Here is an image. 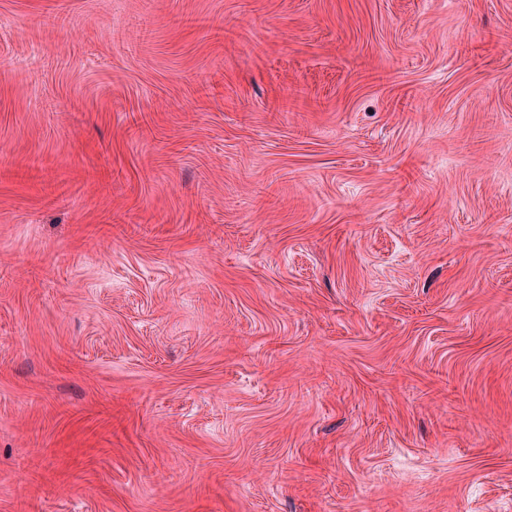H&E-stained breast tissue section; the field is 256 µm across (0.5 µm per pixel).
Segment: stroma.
<instances>
[{
	"label": "stroma",
	"instance_id": "35a3bbf8",
	"mask_svg": "<svg viewBox=\"0 0 512 512\" xmlns=\"http://www.w3.org/2000/svg\"><path fill=\"white\" fill-rule=\"evenodd\" d=\"M0 512H512V0H0Z\"/></svg>",
	"mask_w": 512,
	"mask_h": 512
}]
</instances>
